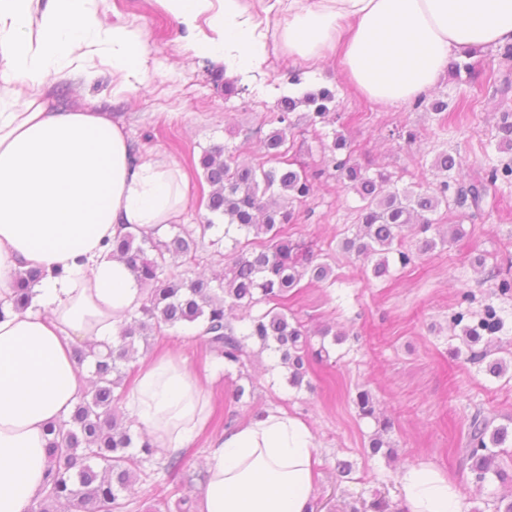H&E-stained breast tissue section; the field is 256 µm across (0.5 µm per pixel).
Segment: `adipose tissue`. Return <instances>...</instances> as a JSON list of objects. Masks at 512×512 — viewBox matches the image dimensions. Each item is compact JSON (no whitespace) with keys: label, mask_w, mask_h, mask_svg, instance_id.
Wrapping results in <instances>:
<instances>
[{"label":"adipose tissue","mask_w":512,"mask_h":512,"mask_svg":"<svg viewBox=\"0 0 512 512\" xmlns=\"http://www.w3.org/2000/svg\"><path fill=\"white\" fill-rule=\"evenodd\" d=\"M194 33L209 13L204 56L248 72L266 45L247 0H157ZM92 0H0V512H31L47 465V428L68 417L88 385L76 342L112 343L144 299L112 243L185 207L188 175L134 149L105 112H51L52 86L111 67L126 91L148 68L142 28L103 24ZM282 42L306 61L337 54L346 82L380 104L435 87L451 56L512 46V0H274ZM32 94L17 103L16 88ZM39 268L32 302L15 310L19 273ZM159 454L189 447L210 405L186 357L140 361L125 399ZM310 426L275 409L210 439L199 512H315ZM400 512H467L458 484L428 464L400 473Z\"/></svg>","instance_id":"1"}]
</instances>
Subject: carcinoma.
<instances>
[{
    "mask_svg": "<svg viewBox=\"0 0 512 512\" xmlns=\"http://www.w3.org/2000/svg\"><path fill=\"white\" fill-rule=\"evenodd\" d=\"M298 102L283 98L282 112L276 117L281 127L262 141L264 155L278 161L280 167L241 165L222 146L213 147L200 159L211 187L206 204L211 218L198 228L206 235L217 227V218L224 223V238L232 241L231 255L222 256L221 271L187 279L166 274V256L195 259L196 239L181 224L170 225L171 234L165 240L156 237L153 230H142L128 232L112 245V255L126 263L147 290L146 298L128 315L106 350H98L91 343L74 350L77 366L88 360L94 364L93 378L70 416L49 429L47 470L32 512H55L62 501L76 512H132L135 502L126 492L139 480L154 483L160 504H167L182 491L186 452L156 458L157 450L149 440L135 442L131 424L120 411L119 402L126 397L130 379L125 366L136 360V343L147 348L150 340L168 329H190L200 347L214 354L227 369L242 365L248 345L254 344L273 354L289 387L300 389L311 363L329 361L332 346L346 339L325 325L316 332L319 343L314 344L305 325L286 313L302 279L336 283L332 265L289 239L286 229L293 218V205L307 202L314 192L315 176L289 165L283 150L291 127L289 114ZM302 102L314 107L313 118L326 121L336 107V93L323 87L305 94ZM329 151L328 161L344 188L361 201L359 224L352 235L343 238L341 249L371 267L377 278L391 275L393 266H409L415 257L459 234L457 225L448 226L445 235L430 234L441 221V208L478 209L488 186L500 180L506 183L512 176V162H506L493 164L482 176L468 180L463 170L456 169L454 157L441 153L435 157L434 167L443 174L455 173L452 180L417 191L399 189L389 174H370L353 162L343 134H334ZM409 227L420 235L413 249L406 244L405 229ZM41 279L38 269L20 275L12 298L14 308L29 306L32 288ZM489 279L500 295H512L511 274L494 266ZM260 305L267 309L254 311ZM451 323L462 332L457 337L456 355L465 353L469 360L487 362L494 376L507 373V361L499 356L502 349L495 346L504 328L498 307L485 304L477 315L457 312ZM350 402L359 417L377 422V430L366 445L369 454L392 455L390 443L384 440L391 421L377 416L371 392L361 389ZM508 439V426L497 425L495 417L476 411L469 419L460 465L469 469L478 483L492 475L505 481L508 473L502 466V447Z\"/></svg>",
    "mask_w": 512,
    "mask_h": 512,
    "instance_id": "1",
    "label": "carcinoma"
}]
</instances>
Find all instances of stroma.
<instances>
[{
  "label": "stroma",
  "instance_id": "1",
  "mask_svg": "<svg viewBox=\"0 0 512 512\" xmlns=\"http://www.w3.org/2000/svg\"><path fill=\"white\" fill-rule=\"evenodd\" d=\"M95 7L105 21L145 27L148 71L116 96L111 68L99 66L92 81L74 79L48 90V108L109 113L134 148H153L179 163L189 176L188 204L178 218L185 227L209 217L210 187L199 165L205 151L222 145L248 164L264 162L260 144L277 126L282 97L299 98L329 86L339 101L341 118L335 123H311L309 108L297 106L285 148L298 166L321 175L314 197L296 207L288 232L295 241L322 249L337 275L327 288L302 285L290 308L308 328L332 324L346 339L333 346L329 362L312 365L310 385L301 390L282 382L269 353L251 352L242 372L251 378L254 394L236 404L230 399L232 381L218 359L186 330H168L153 354L187 356L211 402L206 433L192 443L186 459L184 472L192 482L184 496L198 494L208 435L244 421L257 405L287 411L310 426L318 452L313 488L318 512H349L379 497L396 501L400 468L420 462L433 463L457 480L469 512H494L507 485L494 478L475 484L460 468L458 450L476 411L492 412L502 423L512 418V380L454 357L448 317L460 309L459 292H471L472 310L489 302L502 309L505 328L499 338L512 345V298L493 296L487 278L490 267L512 266V184H498L480 209H450L445 221L460 225V236L376 278L339 248L354 229L360 200L325 173L324 146L335 133L344 134L353 159L385 169L401 189L437 185L443 175L433 161L442 152L459 157L469 176L510 161L512 151L498 147V126L502 113H512V60L490 47L473 58L472 73L444 75L427 94L448 102V119L441 123L432 111L408 103L380 106L364 99L345 83L336 55L316 64L289 56L281 45L284 13H256L267 59L250 72L234 73L223 61L195 54L186 30L155 0H97ZM296 74L301 77L297 84L292 81ZM407 130L417 136L414 145L400 137ZM360 388L371 391L393 423L394 458L364 449L377 424L359 418L346 398Z\"/></svg>",
  "mask_w": 512,
  "mask_h": 512
}]
</instances>
